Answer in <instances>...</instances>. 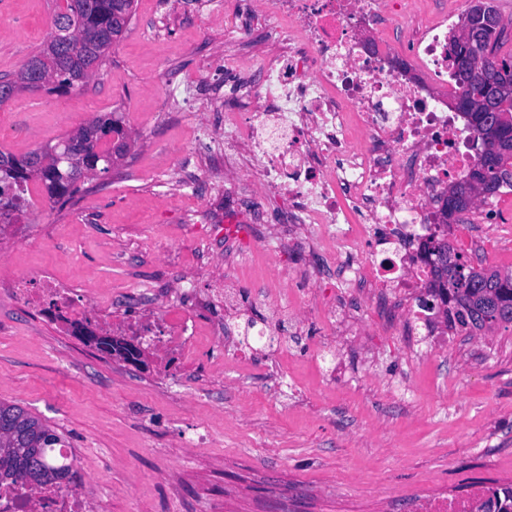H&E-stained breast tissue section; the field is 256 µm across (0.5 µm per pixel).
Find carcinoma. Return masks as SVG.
I'll return each instance as SVG.
<instances>
[{"label": "carcinoma", "mask_w": 512, "mask_h": 512, "mask_svg": "<svg viewBox=\"0 0 512 512\" xmlns=\"http://www.w3.org/2000/svg\"><path fill=\"white\" fill-rule=\"evenodd\" d=\"M135 0H63L57 19L74 11L84 38H75L55 52L48 81L35 86L19 85L23 91L41 89L59 90L70 84L78 75L93 74L107 60L114 41L112 24L122 14L133 16ZM483 11L499 14L493 0H473L451 32L448 40V55L453 64V77L460 89L456 110L464 114L483 145V151L468 177L448 186V195L456 202V210L471 211L475 205V190L478 185L490 182L497 185L496 191L482 201L497 199L501 194L512 192V144L505 145L500 133L512 132V93H499V103L507 118L498 129L492 130L482 124L481 113L474 106L493 92L486 79L488 69L501 62L512 64V53L504 54L502 47L508 41L507 27L483 26L480 28L482 49L486 58H479L471 50L464 37L466 22L473 14ZM117 134L125 136L121 119L115 114L98 116L65 137L74 142V147L91 157H110L104 139ZM3 163H14L18 168L0 172V204L15 211L25 205L29 181H39L49 199H60L71 193V186L84 174L63 175L62 166L52 162L42 167L37 176L27 173L21 163L30 160L33 154L16 156L0 152ZM424 250L435 256L433 262L434 282L438 294L448 302L452 312L449 326L482 331L495 325H512V272L475 267L462 258L448 242L430 240ZM472 311L470 322L461 318V310ZM64 447L61 437L42 419L32 415L23 407L0 401V480H26L36 484L68 482L73 476L72 467L61 461L54 450ZM494 512H512V487L498 488L493 493Z\"/></svg>", "instance_id": "1"}]
</instances>
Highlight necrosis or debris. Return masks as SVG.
Wrapping results in <instances>:
<instances>
[{
    "label": "necrosis or debris",
    "instance_id": "obj_1",
    "mask_svg": "<svg viewBox=\"0 0 512 512\" xmlns=\"http://www.w3.org/2000/svg\"><path fill=\"white\" fill-rule=\"evenodd\" d=\"M413 0H253L262 28L276 48L256 68L224 59V77L247 109L224 115V180L210 185L230 198L224 225L243 222L274 241L278 256L305 246L334 248L338 275L274 273L268 299L283 305L317 303L327 286L363 290L368 299L390 291L411 295L410 320L427 335L448 324V306L433 291L423 242L444 240L442 202L449 184L476 164L482 144L454 108L459 90L448 58L454 14H442L412 36V55L392 52L388 27L409 14ZM258 27V28H261ZM258 28L224 23V43L251 45ZM249 157L250 174L236 159ZM279 221L262 223L265 209ZM230 246L238 239L223 227ZM66 327L99 329L111 316L107 302L79 298L69 282L47 268L14 275L6 290ZM164 302L151 317L125 321V336L160 341L164 357L188 358L198 324L195 308L172 325ZM488 485L465 494L426 500L422 512H482ZM0 512H92L79 489L24 481L0 482Z\"/></svg>",
    "mask_w": 512,
    "mask_h": 512
}]
</instances>
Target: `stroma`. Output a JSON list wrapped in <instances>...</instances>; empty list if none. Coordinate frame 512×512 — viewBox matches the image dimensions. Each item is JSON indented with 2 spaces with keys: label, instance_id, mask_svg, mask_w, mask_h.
<instances>
[{
  "label": "stroma",
  "instance_id": "stroma-1",
  "mask_svg": "<svg viewBox=\"0 0 512 512\" xmlns=\"http://www.w3.org/2000/svg\"><path fill=\"white\" fill-rule=\"evenodd\" d=\"M137 0L107 63L66 96L22 92L0 104V151L23 155L110 112L124 116L131 147L108 172L77 182L50 211L27 219L48 237L0 236V275L48 265L101 300L154 284L178 304L174 275L238 281L212 315L235 329L275 323L280 342L236 359L222 337H204L182 361L149 358L141 370L85 344L46 315L0 302V400L52 425L76 455L93 512H420L425 496L482 481L512 484V326L451 330L444 348L400 325L406 294L340 306L359 335H338L307 305L270 314L262 278L275 253L256 242L234 265L223 238L200 221V172L223 159L194 151L196 127L213 132L243 108L225 98L216 69L224 11L253 23L249 0ZM0 77L13 75L50 36L52 0H0ZM197 87L191 104L164 100ZM500 237L482 241L483 215L453 224L464 258L512 270V195L491 206ZM209 434L196 446L197 434Z\"/></svg>",
  "mask_w": 512,
  "mask_h": 512
}]
</instances>
